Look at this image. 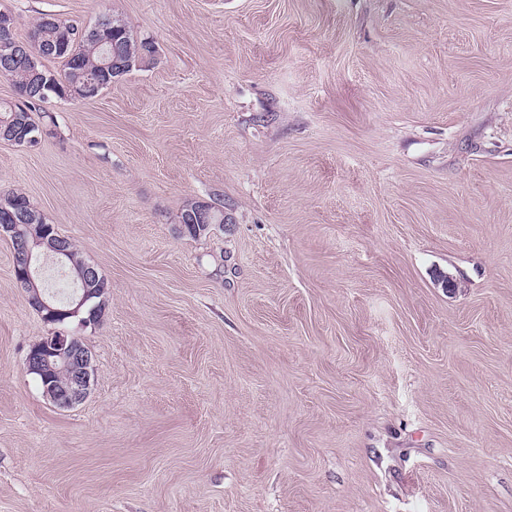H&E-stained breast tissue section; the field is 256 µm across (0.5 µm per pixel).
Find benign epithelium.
Returning a JSON list of instances; mask_svg holds the SVG:
<instances>
[{
	"mask_svg": "<svg viewBox=\"0 0 512 512\" xmlns=\"http://www.w3.org/2000/svg\"><path fill=\"white\" fill-rule=\"evenodd\" d=\"M14 27L13 16L0 14V74L3 76L8 75L15 60L35 67L45 50L37 39L29 43L14 41L10 35ZM104 86L100 78H89L77 86V91L65 92L63 96L89 99ZM212 209L213 205L208 203L198 205L188 214V223H212ZM0 236L16 243L21 251V265L14 268L15 279L27 293L28 300L45 312L50 322H60L81 313L95 294L90 284L97 273L88 266L72 275L68 265L70 251L64 237L51 233V229L41 223L39 214L5 207L0 209ZM49 263L64 270L72 284V290L63 300L49 289L35 288V281L43 279V269ZM25 367L28 373L41 376L44 396L59 408H70L89 394L94 375L93 354L74 337L54 331L42 338L29 349Z\"/></svg>",
	"mask_w": 512,
	"mask_h": 512,
	"instance_id": "obj_1",
	"label": "benign epithelium"
}]
</instances>
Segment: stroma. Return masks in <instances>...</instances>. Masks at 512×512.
<instances>
[{
	"label": "stroma",
	"instance_id": "obj_1",
	"mask_svg": "<svg viewBox=\"0 0 512 512\" xmlns=\"http://www.w3.org/2000/svg\"><path fill=\"white\" fill-rule=\"evenodd\" d=\"M0 10L155 47L0 142V198L108 283L58 408L0 237V512H512V0ZM93 359L88 346H82L75 337L54 331L31 346L25 367L28 373L41 376L35 375L47 400L59 408H70L89 394ZM54 376L58 381L50 382Z\"/></svg>",
	"mask_w": 512,
	"mask_h": 512
}]
</instances>
